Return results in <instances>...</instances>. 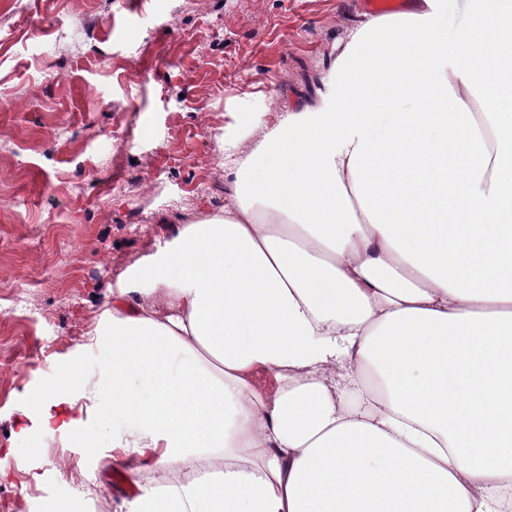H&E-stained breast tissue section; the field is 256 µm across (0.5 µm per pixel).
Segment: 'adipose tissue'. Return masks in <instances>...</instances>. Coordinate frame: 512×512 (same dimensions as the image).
I'll return each mask as SVG.
<instances>
[{
  "mask_svg": "<svg viewBox=\"0 0 512 512\" xmlns=\"http://www.w3.org/2000/svg\"><path fill=\"white\" fill-rule=\"evenodd\" d=\"M234 191L120 276L42 425L132 474L118 512H512V12L347 33Z\"/></svg>",
  "mask_w": 512,
  "mask_h": 512,
  "instance_id": "adipose-tissue-1",
  "label": "adipose tissue"
}]
</instances>
